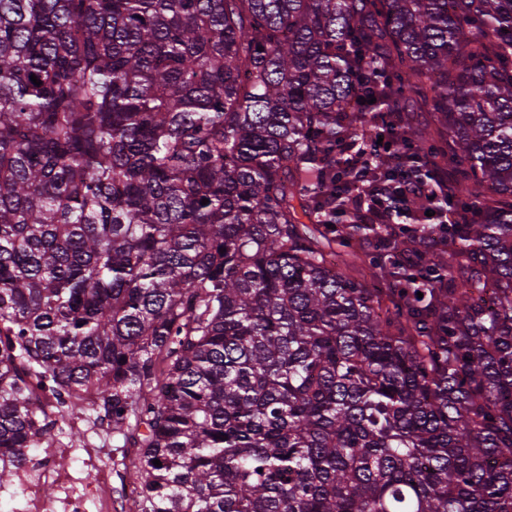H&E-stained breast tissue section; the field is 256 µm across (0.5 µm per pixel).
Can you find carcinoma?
I'll list each match as a JSON object with an SVG mask.
<instances>
[{"label": "carcinoma", "mask_w": 512, "mask_h": 512, "mask_svg": "<svg viewBox=\"0 0 512 512\" xmlns=\"http://www.w3.org/2000/svg\"><path fill=\"white\" fill-rule=\"evenodd\" d=\"M87 416L137 512H512V0H0V484ZM403 193L396 200V202L403 203L408 197L414 198L417 200L425 201L427 206L420 210V218L417 224H448L453 220L454 222H460V213L448 215V203H446V208L442 211L436 210L433 207L435 203V197L439 194H442L445 199L448 198V177L443 176L439 183H428V182H412L408 180L403 181ZM434 196L433 200H430V197ZM431 210L435 211V215L427 217L426 211Z\"/></svg>", "instance_id": "cac0c4a2"}]
</instances>
